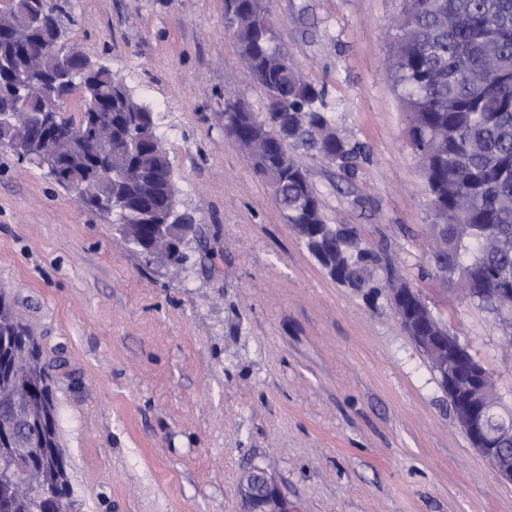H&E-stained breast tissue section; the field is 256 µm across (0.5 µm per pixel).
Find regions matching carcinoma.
Listing matches in <instances>:
<instances>
[{"label": "carcinoma", "mask_w": 512, "mask_h": 512, "mask_svg": "<svg viewBox=\"0 0 512 512\" xmlns=\"http://www.w3.org/2000/svg\"><path fill=\"white\" fill-rule=\"evenodd\" d=\"M5 10L58 28L65 7L60 0H8ZM224 11L236 52L265 95L260 113L242 109L237 99L224 100L225 133L248 147L257 176L268 183L288 181V209L281 210L285 223L336 283L374 296L404 281L386 245L366 247L356 227L326 222L323 199L292 154L305 149L350 174L363 150L333 127L323 89L307 82L279 52L265 0H224ZM395 30L393 79L409 114L412 150L433 193L428 266L421 277L460 280L471 300L512 330V305L501 304L491 292L512 286V0H405ZM5 57L13 59L14 69H0L5 81L0 114L27 102L34 113L53 121L65 157V166L53 175L58 185L67 187L70 177L88 183L101 200L93 210L112 218L116 231L132 244L152 238L154 221L145 209L111 194L110 178L123 179L136 197L149 185L148 205L159 222L189 241L196 236L192 218L179 211L176 182L162 180L170 162L154 112L111 69L52 36H37L22 51L0 39V59ZM83 61L92 62L91 81L83 80ZM66 85L70 95L95 98L101 112L112 113V145L98 140L88 113L63 111L57 92ZM282 123L288 125L286 148L272 136ZM28 135L32 142H17L0 131V147L44 155L36 145L40 124L33 123ZM101 153V171L80 165V159ZM22 351L40 356L14 307L0 295V381L26 388L23 398L44 407L54 401L50 375L44 371L33 379L14 372L13 358ZM0 425L10 428L7 447L18 454L38 433L26 419L2 413ZM34 465L22 456L14 462L0 459V512L56 510L33 488L14 490L16 469ZM58 477L54 497H71L64 460Z\"/></svg>", "instance_id": "obj_1"}]
</instances>
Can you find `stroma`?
<instances>
[{
  "instance_id": "35a3bbf8",
  "label": "stroma",
  "mask_w": 512,
  "mask_h": 512,
  "mask_svg": "<svg viewBox=\"0 0 512 512\" xmlns=\"http://www.w3.org/2000/svg\"><path fill=\"white\" fill-rule=\"evenodd\" d=\"M61 42L155 113L203 238L150 261L45 171L0 150V291L38 341L75 512H246L264 468L288 512H512L388 296L332 280L224 133L261 88L224 0H68ZM277 41L364 148L354 175L296 151L328 223L387 243L512 407V345L461 282L422 279L430 194L394 86L403 0H267Z\"/></svg>"
}]
</instances>
